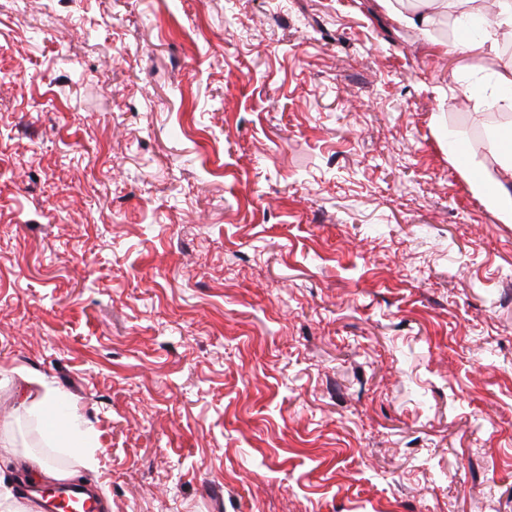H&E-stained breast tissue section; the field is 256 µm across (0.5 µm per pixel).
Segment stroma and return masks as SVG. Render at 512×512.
<instances>
[{
  "label": "stroma",
  "instance_id": "stroma-1",
  "mask_svg": "<svg viewBox=\"0 0 512 512\" xmlns=\"http://www.w3.org/2000/svg\"><path fill=\"white\" fill-rule=\"evenodd\" d=\"M0 0V430L107 512H512V148L455 8ZM453 130L450 156L445 130ZM83 416L81 449L20 405ZM422 3L423 7L427 9L426 12L418 13L415 12H399L400 20L412 27H424L428 25L433 17V14H436L442 10H446L448 7L447 0H416ZM500 138L491 137L484 148L494 156L496 167L485 170L478 185L484 200L504 224L512 223V152L499 147ZM40 384L44 391L30 399V394L25 395L21 406L33 418L47 422L53 415L59 404L65 399L64 393L49 387L40 381H31Z\"/></svg>",
  "mask_w": 512,
  "mask_h": 512
}]
</instances>
